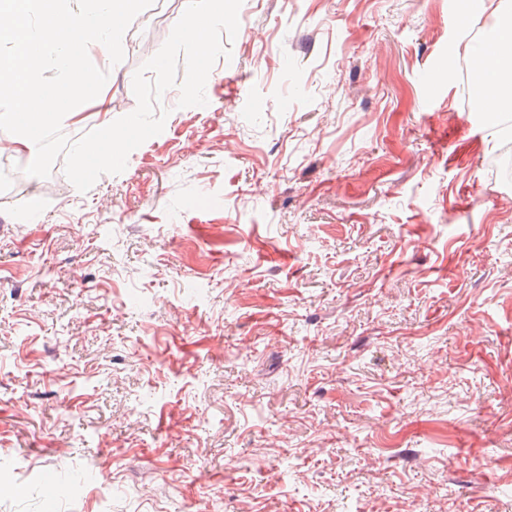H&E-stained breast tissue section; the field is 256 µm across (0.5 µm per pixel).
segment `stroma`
<instances>
[{
    "label": "stroma",
    "instance_id": "obj_1",
    "mask_svg": "<svg viewBox=\"0 0 512 512\" xmlns=\"http://www.w3.org/2000/svg\"><path fill=\"white\" fill-rule=\"evenodd\" d=\"M188 0H134L112 115ZM512 0H243L207 103L0 199V512H512ZM481 95L512 110V11L497 17L492 44L475 55Z\"/></svg>",
    "mask_w": 512,
    "mask_h": 512
}]
</instances>
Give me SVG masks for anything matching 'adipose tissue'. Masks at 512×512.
Segmentation results:
<instances>
[{"label": "adipose tissue", "instance_id": "obj_1", "mask_svg": "<svg viewBox=\"0 0 512 512\" xmlns=\"http://www.w3.org/2000/svg\"><path fill=\"white\" fill-rule=\"evenodd\" d=\"M0 0V117L15 127L16 153L35 156L41 131L94 111L111 126L103 81L86 69L91 53L112 58L119 50L129 0ZM482 94L512 110V11L497 17L492 44L475 56ZM55 73L52 83L38 76Z\"/></svg>", "mask_w": 512, "mask_h": 512}]
</instances>
